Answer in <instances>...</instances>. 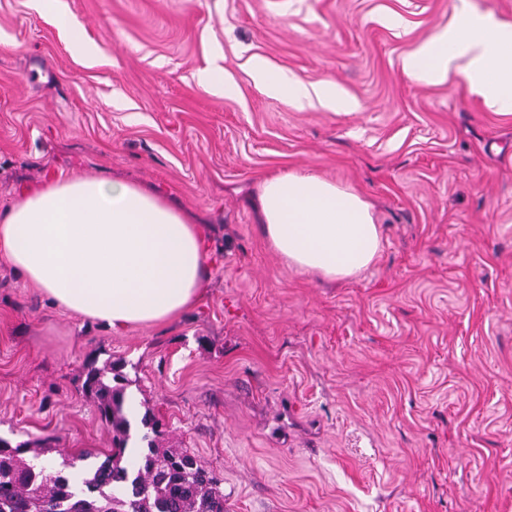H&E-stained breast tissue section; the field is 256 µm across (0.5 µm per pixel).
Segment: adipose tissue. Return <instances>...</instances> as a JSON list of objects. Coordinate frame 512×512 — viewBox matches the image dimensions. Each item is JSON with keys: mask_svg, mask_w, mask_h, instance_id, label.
Masks as SVG:
<instances>
[{"mask_svg": "<svg viewBox=\"0 0 512 512\" xmlns=\"http://www.w3.org/2000/svg\"><path fill=\"white\" fill-rule=\"evenodd\" d=\"M457 64L488 106L512 112L511 24L459 11L451 30L408 58L404 70L430 84ZM252 70L269 92L296 102L355 107L336 84L310 89L260 60ZM256 210L271 249L296 272L352 279L382 248L371 204L315 174L264 177ZM1 257L56 307L116 332L174 320L200 299L207 280L202 226L156 192L105 178H58L24 191L0 213Z\"/></svg>", "mask_w": 512, "mask_h": 512, "instance_id": "ef3b65f1", "label": "adipose tissue"}]
</instances>
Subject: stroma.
<instances>
[{
    "instance_id": "35a3bbf8",
    "label": "stroma",
    "mask_w": 512,
    "mask_h": 512,
    "mask_svg": "<svg viewBox=\"0 0 512 512\" xmlns=\"http://www.w3.org/2000/svg\"><path fill=\"white\" fill-rule=\"evenodd\" d=\"M462 5L512 24V0H0V212L55 177L137 183L204 226L209 268L178 318L115 332L0 259V438L57 467L110 448L80 382L108 361L224 512H512V112L403 70ZM255 57L358 107L298 109ZM287 169L372 205L367 271L325 283L273 253L254 196ZM54 23L67 35L73 45L86 52H90L89 47L85 43L82 26L74 22L67 12L60 9L54 10Z\"/></svg>"
}]
</instances>
